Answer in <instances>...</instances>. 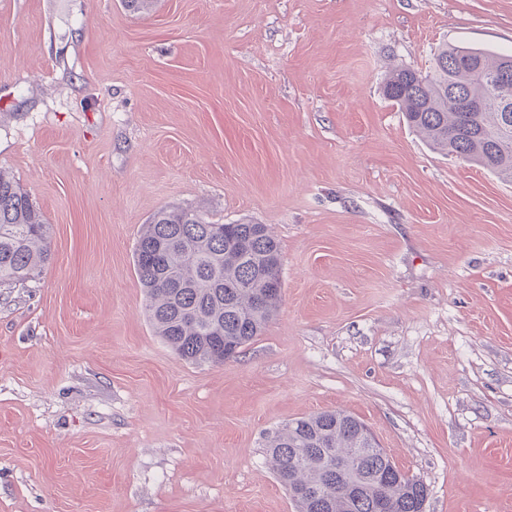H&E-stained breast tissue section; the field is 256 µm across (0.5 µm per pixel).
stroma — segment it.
Segmentation results:
<instances>
[{"instance_id": "obj_1", "label": "stroma", "mask_w": 512, "mask_h": 512, "mask_svg": "<svg viewBox=\"0 0 512 512\" xmlns=\"http://www.w3.org/2000/svg\"><path fill=\"white\" fill-rule=\"evenodd\" d=\"M512 53V0H0V170L51 226L0 287V512H297L284 423L364 422L423 512H512V182L432 149L388 71ZM180 207L267 225L279 311L221 365L133 264Z\"/></svg>"}]
</instances>
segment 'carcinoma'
Wrapping results in <instances>:
<instances>
[{
  "label": "carcinoma",
  "mask_w": 512,
  "mask_h": 512,
  "mask_svg": "<svg viewBox=\"0 0 512 512\" xmlns=\"http://www.w3.org/2000/svg\"><path fill=\"white\" fill-rule=\"evenodd\" d=\"M512 55L450 46L433 71L389 72L387 98L431 145L512 181V112L498 111L489 76ZM485 103L461 112L448 87ZM50 225L17 182L0 171V285L37 278L51 261ZM145 310L159 336L181 359L222 364L236 358L276 315L282 295L279 246L264 224H212L187 209H161L144 225L134 251ZM364 423L337 410L285 423L267 448L283 486L316 485L322 494L295 501L298 512H422L427 488L369 447ZM341 472H336V465Z\"/></svg>",
  "instance_id": "carcinoma-1"
}]
</instances>
